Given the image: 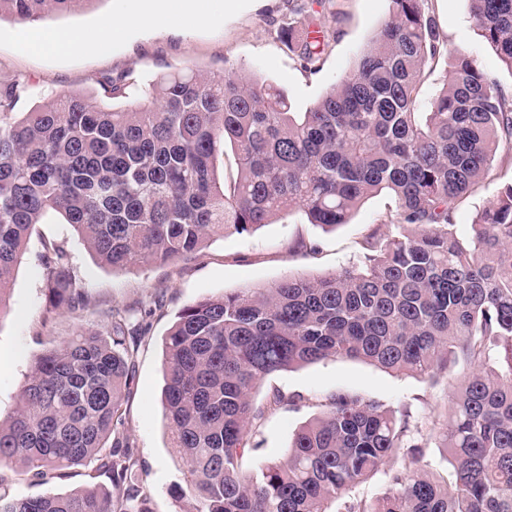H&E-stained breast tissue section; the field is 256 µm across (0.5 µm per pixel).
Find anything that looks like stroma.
<instances>
[{
	"mask_svg": "<svg viewBox=\"0 0 512 512\" xmlns=\"http://www.w3.org/2000/svg\"><path fill=\"white\" fill-rule=\"evenodd\" d=\"M203 20L193 28L133 27L105 48L85 47L68 55H46L25 48L17 37L21 22L0 18V80L21 79L26 91L16 113L69 91L103 99L105 76L119 79L123 98H142L158 74L189 67L204 75L232 69L265 78L283 88L293 111L302 112L345 77L380 26L388 20L390 0H199ZM130 0H96L85 10L51 15L49 29L90 31L128 12ZM449 48L470 53L501 84L512 89V73L477 36L469 0H427ZM320 26L326 48L313 69L289 52L282 28L297 33L309 23ZM496 179L462 201L456 220L469 235L479 210L492 201L500 185L512 182V150H500L493 162ZM394 205L389 194L368 199L350 223L325 230L308 223L302 209L292 208L275 223L251 234L212 239L198 254L173 264H150L111 270L93 258L71 225L53 219L34 225L24 259L14 275L6 314L0 316V419L13 414L35 357L86 328L106 331L109 314L130 310L155 293L163 307L145 322L135 357L134 381L126 392L122 431L139 460L142 486L151 512H181L174 492L184 486L187 467L171 446L164 419V339L177 313L199 301L237 289L262 286L289 275H330L361 261L360 242ZM314 253H307V246ZM65 250L77 278L88 288L92 305L81 317L48 312L41 261L52 247ZM348 391L405 408L419 418L442 417L447 406L445 380L430 381L398 374L363 360H324L264 378L254 389L255 408L264 417L247 436L245 468L285 459L297 430L317 416L321 397ZM291 404L271 408L274 394Z\"/></svg>",
	"mask_w": 512,
	"mask_h": 512,
	"instance_id": "stroma-1",
	"label": "stroma"
}]
</instances>
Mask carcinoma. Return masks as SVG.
<instances>
[{
	"label": "carcinoma",
	"mask_w": 512,
	"mask_h": 512,
	"mask_svg": "<svg viewBox=\"0 0 512 512\" xmlns=\"http://www.w3.org/2000/svg\"><path fill=\"white\" fill-rule=\"evenodd\" d=\"M94 0H0V17L35 22ZM427 0L392 12L352 72L304 112L283 90L236 71L191 68L150 81L118 106L75 92L11 119L26 86L0 81V315L27 236L49 212L74 227L114 270L184 260L227 231L251 234L288 210L310 223H349L368 198L395 209L361 242L360 266L293 275L181 310L165 339L163 409L188 465L187 512H512V183L464 237L458 204L493 179L512 149V92L448 41ZM474 28L512 73V0H470ZM285 45L312 65L325 44L288 27ZM442 60L448 79L427 102L420 88ZM235 169L218 175L226 149ZM55 309L91 306L66 253L42 259ZM142 325L115 312L106 334L83 330L45 350L0 422V467L46 481L97 462L111 489L53 488L0 512H149L122 423ZM327 359H361L401 374L462 366L440 431L455 481L406 467L372 504L349 497L390 457L418 462L424 420L355 393L327 396L288 457L243 469L246 436L263 412L265 377Z\"/></svg>",
	"instance_id": "cac0c4a2"
}]
</instances>
